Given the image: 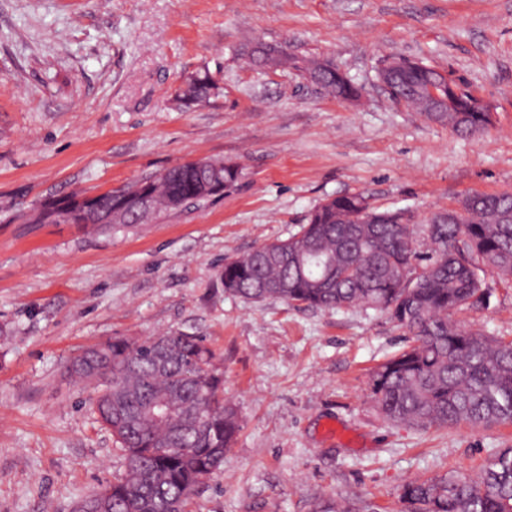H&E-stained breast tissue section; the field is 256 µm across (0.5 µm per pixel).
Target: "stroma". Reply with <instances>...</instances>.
<instances>
[{
  "mask_svg": "<svg viewBox=\"0 0 512 512\" xmlns=\"http://www.w3.org/2000/svg\"><path fill=\"white\" fill-rule=\"evenodd\" d=\"M287 46L354 76V101L244 46ZM404 55L451 72L494 124L458 136L376 80ZM209 70L189 109L174 95ZM200 158L238 163L224 196L143 224H32L50 197L117 189ZM512 190V0H0V512H73L124 459L68 363L113 336L204 337L240 430L191 512H404L403 485L467 475L512 425L388 421L369 374L404 346L376 310L248 303L224 261L298 231L337 195L405 209L414 236L475 193ZM473 328L512 338V288L485 270ZM217 89L213 76L204 71L187 78L177 93V100L185 106L195 105L207 100Z\"/></svg>",
  "mask_w": 512,
  "mask_h": 512,
  "instance_id": "stroma-1",
  "label": "stroma"
}]
</instances>
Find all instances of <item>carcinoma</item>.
I'll return each instance as SVG.
<instances>
[{"label":"carcinoma","mask_w":512,"mask_h":512,"mask_svg":"<svg viewBox=\"0 0 512 512\" xmlns=\"http://www.w3.org/2000/svg\"><path fill=\"white\" fill-rule=\"evenodd\" d=\"M242 55L271 70L292 68L342 100L360 88L330 61L296 58L279 45L263 44ZM448 74L404 58L391 72L387 93L456 134L475 135L492 124L488 112L471 111L467 91L448 90ZM435 89L438 98L428 96ZM217 89L204 71L187 78L177 100L195 105ZM239 164L202 158L154 178L158 217L177 197L204 203L237 186ZM137 184L98 196L103 210L124 204ZM464 224L448 211L424 225L425 246L413 235L412 215L378 210L361 194H343L315 206L300 230L224 261V290L247 302L281 301L316 309L366 307L388 317L409 345L371 374L370 394L395 424L421 429L459 424H512V339L462 324L457 315L489 307L491 292L480 272L489 268L512 287V192L473 193L463 201ZM69 370L94 386L93 413L123 452L124 475L85 498L98 512H187L202 482L224 462L238 432L224 404V375L216 354L200 336L167 333L132 340L114 337L85 349ZM166 402L156 418L144 407ZM407 512H512V448L498 450L475 477L440 476L406 483Z\"/></svg>","instance_id":"1"}]
</instances>
